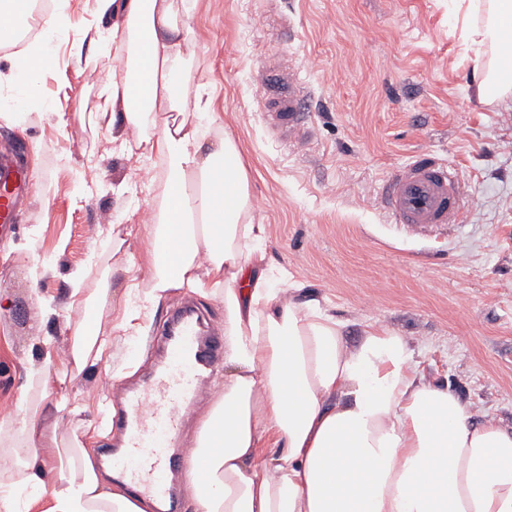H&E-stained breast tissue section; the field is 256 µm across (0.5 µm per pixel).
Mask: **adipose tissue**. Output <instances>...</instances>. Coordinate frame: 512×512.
I'll return each instance as SVG.
<instances>
[{
    "label": "adipose tissue",
    "mask_w": 512,
    "mask_h": 512,
    "mask_svg": "<svg viewBox=\"0 0 512 512\" xmlns=\"http://www.w3.org/2000/svg\"><path fill=\"white\" fill-rule=\"evenodd\" d=\"M121 20L102 41L123 59L102 91L122 153L163 160L162 205L137 233L151 257L127 296L224 291V387L194 439L186 490L196 512H512V430L473 424L447 384L428 379L405 337L369 324L357 345L318 302L298 300L287 270L272 273L253 223L249 176L204 85L190 86V0H99ZM62 12L18 56L15 99L64 35ZM112 334L76 323L72 359L102 362ZM22 433L0 467V512H20L32 487L41 512H153L155 500L109 484L90 448L59 445L44 408L21 399ZM54 477L40 494V474Z\"/></svg>",
    "instance_id": "obj_1"
}]
</instances>
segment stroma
<instances>
[{
	"label": "stroma",
	"mask_w": 512,
	"mask_h": 512,
	"mask_svg": "<svg viewBox=\"0 0 512 512\" xmlns=\"http://www.w3.org/2000/svg\"><path fill=\"white\" fill-rule=\"evenodd\" d=\"M488 18V0H197L189 79L214 92L249 171L253 221L302 298L342 321L348 344L370 323L405 336L423 373L455 390L473 422L511 430L512 89L502 99L478 94L466 37ZM64 19L69 34L36 75V99L23 115L0 116V137L23 144L35 186L20 227L0 239V285L14 296L0 315V417L30 392L42 337L69 342L63 309L76 274L88 288L111 275L118 304L123 266L146 259L143 239L116 252L101 244L102 212L138 221L113 185L151 170L113 153L95 116L101 86L90 75L113 63L98 39L117 17L98 0H67ZM272 53L309 92L303 137H279L266 122L259 76ZM423 150L463 180L467 201L463 223L418 236L391 222L381 191ZM90 165L103 172L94 183L82 179ZM42 300L55 309L43 321ZM189 300L223 325L219 298L172 290L134 329L113 332L108 366L55 382L73 407L58 422L60 441L101 447L108 403L98 376L107 370L130 386L154 371L146 339Z\"/></svg>",
	"instance_id": "1"
}]
</instances>
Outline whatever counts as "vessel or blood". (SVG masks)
Segmentation results:
<instances>
[{"mask_svg": "<svg viewBox=\"0 0 512 512\" xmlns=\"http://www.w3.org/2000/svg\"><path fill=\"white\" fill-rule=\"evenodd\" d=\"M261 99L273 128L289 136L306 130V100L287 69L264 67ZM18 149H0V233L14 229L31 194L18 163ZM464 193L460 179L429 152L419 153L392 173L382 188V203L394 223L418 232L460 223ZM152 342L161 365L142 384L122 388L114 424L118 439L104 444L102 456L129 483L133 495L158 501L163 512H178L175 486L179 472L195 451L182 441L193 407L211 388L210 377L224 357L219 330L203 325L199 314L184 308L167 320Z\"/></svg>", "mask_w": 512, "mask_h": 512, "instance_id": "vessel-or-blood-1", "label": "vessel or blood"}]
</instances>
